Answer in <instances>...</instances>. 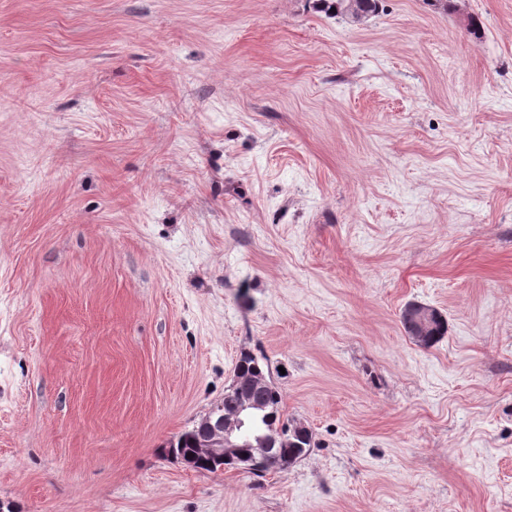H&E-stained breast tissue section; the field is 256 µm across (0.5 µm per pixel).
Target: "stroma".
<instances>
[{
    "instance_id": "35a3bbf8",
    "label": "stroma",
    "mask_w": 512,
    "mask_h": 512,
    "mask_svg": "<svg viewBox=\"0 0 512 512\" xmlns=\"http://www.w3.org/2000/svg\"><path fill=\"white\" fill-rule=\"evenodd\" d=\"M245 351L309 453L167 456ZM0 502L512 512V0H0ZM380 0H313L312 8L348 23L362 24L377 15ZM335 7V12L331 8ZM430 308L419 303L411 302L405 305L400 313V323L404 334L417 345L429 348L444 338L447 333V322L442 315L434 310V317L428 329L423 331L416 322L419 310Z\"/></svg>"
}]
</instances>
